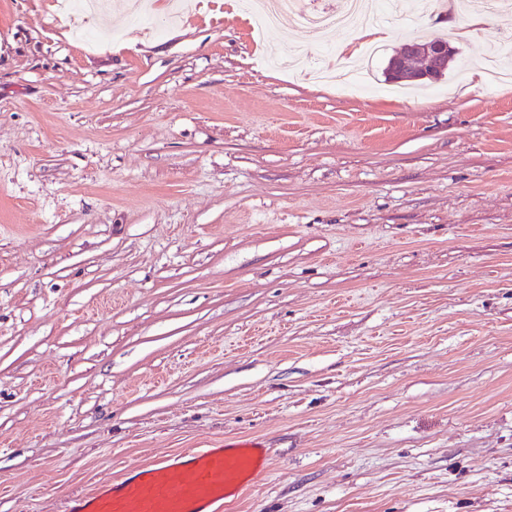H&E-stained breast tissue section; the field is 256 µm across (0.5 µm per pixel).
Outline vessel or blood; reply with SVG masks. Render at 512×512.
Here are the masks:
<instances>
[{
  "instance_id": "1",
  "label": "vessel or blood",
  "mask_w": 512,
  "mask_h": 512,
  "mask_svg": "<svg viewBox=\"0 0 512 512\" xmlns=\"http://www.w3.org/2000/svg\"><path fill=\"white\" fill-rule=\"evenodd\" d=\"M270 450L257 438L212 448H188L95 487L72 500L69 512H216L265 476Z\"/></svg>"
}]
</instances>
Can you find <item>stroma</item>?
<instances>
[{
	"label": "stroma",
	"instance_id": "1",
	"mask_svg": "<svg viewBox=\"0 0 512 512\" xmlns=\"http://www.w3.org/2000/svg\"><path fill=\"white\" fill-rule=\"evenodd\" d=\"M104 2L0 0V512L239 437L223 512H512V0H405L367 94L314 76L358 28ZM433 41L434 39L415 43L413 46H423L405 48L395 55L388 63L387 76L393 80L404 76L436 79L448 68L453 56V48L447 40L445 41L448 44L443 39L432 43Z\"/></svg>",
	"mask_w": 512,
	"mask_h": 512
}]
</instances>
